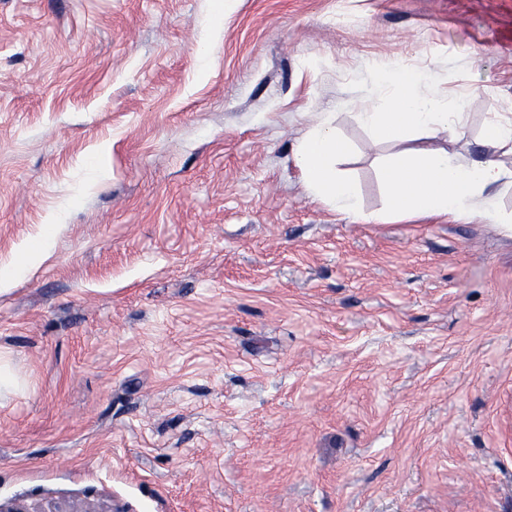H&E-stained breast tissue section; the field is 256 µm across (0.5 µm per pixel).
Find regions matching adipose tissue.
Wrapping results in <instances>:
<instances>
[{
	"label": "adipose tissue",
	"mask_w": 512,
	"mask_h": 512,
	"mask_svg": "<svg viewBox=\"0 0 512 512\" xmlns=\"http://www.w3.org/2000/svg\"><path fill=\"white\" fill-rule=\"evenodd\" d=\"M380 105L363 104L358 120L378 137L400 141L418 131L430 138L455 140L465 132L461 103H448L419 78L382 69L377 76ZM344 143L336 132V115L320 113L300 135L293 161L303 190L312 201L349 217L361 214L353 181L337 169ZM390 210L417 218L477 219L512 234V219L502 215L496 193L512 188V169L484 157L457 162L444 150L403 151L383 170Z\"/></svg>",
	"instance_id": "ef3b65f1"
}]
</instances>
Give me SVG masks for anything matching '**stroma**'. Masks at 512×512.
I'll list each match as a JSON object with an SVG mask.
<instances>
[{"label":"stroma","instance_id":"35a3bbf8","mask_svg":"<svg viewBox=\"0 0 512 512\" xmlns=\"http://www.w3.org/2000/svg\"><path fill=\"white\" fill-rule=\"evenodd\" d=\"M0 0V500L512 512V237L391 214L404 145L488 154L512 0ZM410 65L458 142L356 119ZM336 115L353 219L292 150Z\"/></svg>","mask_w":512,"mask_h":512}]
</instances>
